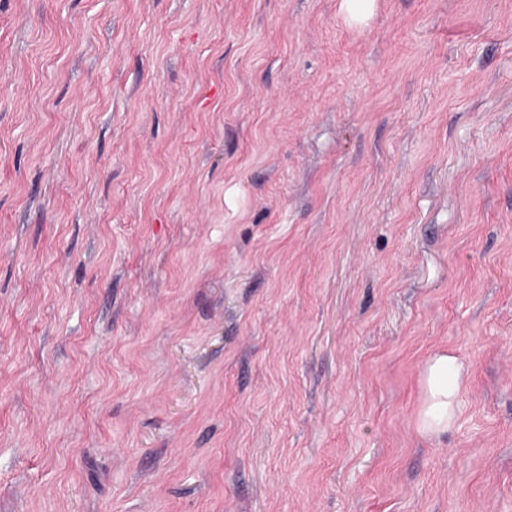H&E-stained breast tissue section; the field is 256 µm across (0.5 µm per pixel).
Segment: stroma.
<instances>
[{"instance_id":"35a3bbf8","label":"stroma","mask_w":512,"mask_h":512,"mask_svg":"<svg viewBox=\"0 0 512 512\" xmlns=\"http://www.w3.org/2000/svg\"><path fill=\"white\" fill-rule=\"evenodd\" d=\"M340 4L0 0V512H512V0ZM375 0H342L341 9L352 23L363 22L373 11ZM463 385V366L457 357L437 353L424 364L420 377L421 402L416 416L420 434L439 437L455 423Z\"/></svg>"}]
</instances>
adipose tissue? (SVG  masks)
<instances>
[{"mask_svg":"<svg viewBox=\"0 0 512 512\" xmlns=\"http://www.w3.org/2000/svg\"><path fill=\"white\" fill-rule=\"evenodd\" d=\"M463 385V366L457 357L438 353L424 364L420 377L421 402L416 416L420 434L437 437L454 424Z\"/></svg>","mask_w":512,"mask_h":512,"instance_id":"obj_1","label":"adipose tissue"}]
</instances>
